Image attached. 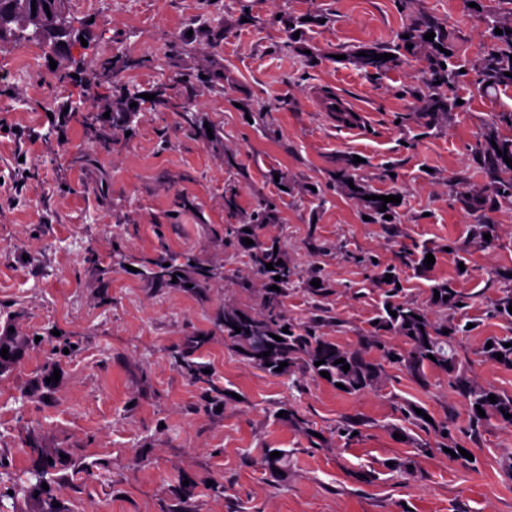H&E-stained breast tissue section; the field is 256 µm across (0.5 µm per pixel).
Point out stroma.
<instances>
[{
    "instance_id": "obj_1",
    "label": "stroma",
    "mask_w": 512,
    "mask_h": 512,
    "mask_svg": "<svg viewBox=\"0 0 512 512\" xmlns=\"http://www.w3.org/2000/svg\"><path fill=\"white\" fill-rule=\"evenodd\" d=\"M314 10L325 22L306 26V41L322 55L309 60L285 47L272 19ZM67 11L86 41L77 54L46 45L18 66L25 43L0 52V330L26 341L0 376V477H18L43 449L56 461L50 490L72 512H512V428L491 421L471 431L447 375L430 370L421 383L388 363L376 388L350 395L310 375L297 384L261 371L218 328L226 304H260L258 289L238 286L253 273L224 240L233 183L243 209L264 198L279 211L260 235L280 239L300 275L285 301L296 322L325 319L321 334L360 347L384 297L361 258L394 264L403 247L424 244L435 262L402 268L404 297L427 306L430 287L454 279L466 305L448 315L474 324L456 340L459 359L479 384L512 394V370L481 353L487 337L512 336L491 313L502 288L495 272L512 267V206L491 213L496 239L481 246L471 238L476 215L448 190L484 184L475 146L486 123L512 110V86L481 90L472 67L489 45L482 12L470 0L407 9L401 0H67ZM413 15L446 26L460 70L448 95L463 108L429 130L409 111L425 59L375 77L346 58L394 41ZM206 21L225 24L220 48L198 42L170 55L173 37ZM115 53L139 60L118 82L142 94L214 59L229 81L200 91L193 109L222 147L182 131L177 113L150 108L131 129L86 135L77 116L111 99L114 83L99 70ZM331 94L355 108L353 123L329 109ZM246 99L272 104L266 125L247 120ZM64 109L73 114L65 122ZM228 150L240 171L225 167ZM340 153L361 157L356 175L373 192L400 197V224L369 223L364 204L336 188L329 174ZM272 169L289 191L269 179ZM117 249L138 260L188 251L224 276L194 293L155 285L110 269ZM313 269L324 296L304 283ZM199 335L207 341L193 347ZM179 352L205 382L185 375ZM49 362L60 379L45 387ZM409 405L447 422L473 463L437 450V435L404 416ZM351 423L360 434L349 441ZM274 449L287 455L281 481L264 464ZM401 459L412 475L391 470Z\"/></svg>"
}]
</instances>
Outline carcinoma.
<instances>
[{"instance_id":"cac0c4a2","label":"carcinoma","mask_w":512,"mask_h":512,"mask_svg":"<svg viewBox=\"0 0 512 512\" xmlns=\"http://www.w3.org/2000/svg\"><path fill=\"white\" fill-rule=\"evenodd\" d=\"M48 0H0V26L4 33L0 34V49L5 51L9 43H18L23 39V31L30 23V16L36 14L42 20L43 35L52 29V20L47 16L44 4ZM286 38L287 47L293 51L305 54L309 49L306 44L304 26L308 22L302 16L285 13L277 20ZM491 47L487 54L474 64L480 76L483 89H495L502 86H512V7L501 14H491L485 17ZM503 33H495V29ZM432 32L433 40L424 39V35ZM226 30L222 25L202 24L196 31V36L205 39L211 45H217L224 40ZM299 37H294V34ZM450 51L446 55L440 49ZM392 53L394 57L383 61L375 59V55ZM407 54H420L427 63V71L421 79V85L413 94L416 105L415 112H425L431 117L426 124L430 128L448 115L460 108L457 100L449 99L446 94L448 87L455 83L458 71L455 69V50L449 42L448 30L441 25L423 18H410L409 22L397 33L396 39L388 44H373L361 46L348 53V57L363 68L374 70L378 74L396 69L404 63ZM224 68L213 60H207L194 72L182 79L183 90L180 93H170L166 84L154 90L155 98L152 104L156 107L169 109L179 113L183 126L200 136L208 137L207 129L203 128L198 113L192 110L194 98L201 88L221 87L224 84ZM137 106H131V103ZM143 99L127 87L120 88L112 96V110L109 111L112 126H130L136 113L141 111ZM512 130V111L501 112L497 118L487 124L480 141L476 144V154L485 170L487 182L479 188L470 187L465 191L452 190L467 210L480 214V220L472 227V238L481 243H487L484 235H495L496 226L489 221L487 213L497 209L502 204H512V167L504 158L512 159V135L502 133V128ZM507 151V156L497 154V151ZM332 179L336 187L352 197L364 198L372 195L369 185L355 177L357 164L353 163L350 155H338L334 161ZM353 184H348V181ZM368 216L371 222L377 224H398L400 218L396 212V203H383L381 200H369ZM224 211L234 219L231 224L224 225V238L232 241L238 254L246 259L261 288V303L257 311L228 305L224 307V315L220 327L224 328V341L238 353L249 359L255 367L272 375L289 374L301 377L310 374L320 377V372H329L330 379L326 380L331 386L341 383L345 386L346 394H359L377 387L383 368L382 364L368 356V350L376 348L382 352V357L393 364H398L415 379L426 380V370H438L448 375V384L463 400L469 426L476 430L485 422L495 419L505 426L512 427V395H507L493 387L480 385L474 381L469 370L459 360L454 347L455 336L469 332L465 326L448 322V310L458 307L462 302L455 283L450 280L439 281L432 289L439 292V298L429 295V308H422L401 297L402 283L399 265L415 264L422 268L430 249L423 248L420 255L405 248L399 252V264L380 266L379 263L359 258L357 262L372 266L375 269V279L386 287V297L375 323L371 324L369 335L363 337V345L349 349L340 346L335 341L319 334L321 322L314 321L306 327L293 323L284 309L288 291L295 286L299 273L288 264L281 241L277 238L262 241L257 231L268 224L279 222L276 207L265 200L258 201L254 207L246 211L239 204V191L233 186L224 192ZM249 238L253 244L247 245L242 239ZM273 263V269H266V264ZM142 275L149 281L159 285H174L184 288H202L209 282L220 277L217 269L197 261L194 255L182 253L170 258L147 259L141 262ZM177 275V282H172V275ZM392 275L388 282L386 275ZM280 280H274V277ZM279 290H270L271 286ZM512 303V289H506L493 302V312L496 316L512 324V313L508 306ZM397 312V316L390 312ZM241 332H235V328ZM288 332H283V328ZM449 333H444V330ZM281 337L277 341L272 335ZM398 336L404 340L405 347L397 349L379 340L382 335ZM491 347L482 348V354L496 364L512 369V337H491ZM8 349L7 358L0 357V375L12 371L23 356V348L18 337L5 331L0 334V349ZM270 352L267 357L263 352ZM503 354L497 359L496 354ZM433 358H428V355ZM343 358L350 366L348 371L342 370V365L335 360ZM321 365L316 366L314 362ZM286 362L288 366L282 371H276L279 363ZM496 396V402L488 400V396ZM485 411V416L478 415L476 407ZM511 415L507 419L504 414ZM407 418L415 425L426 430H433L444 436V442L439 449L448 448L457 451V442L448 433V426L437 421L428 422L415 412V408L406 410ZM54 464L48 462V457L41 456L40 463L27 470L25 483L12 482L0 485V512L4 499L21 500L26 509L18 512H69L65 504L58 499L46 495L42 484L48 482L49 469ZM13 494H8V491Z\"/></svg>"}]
</instances>
